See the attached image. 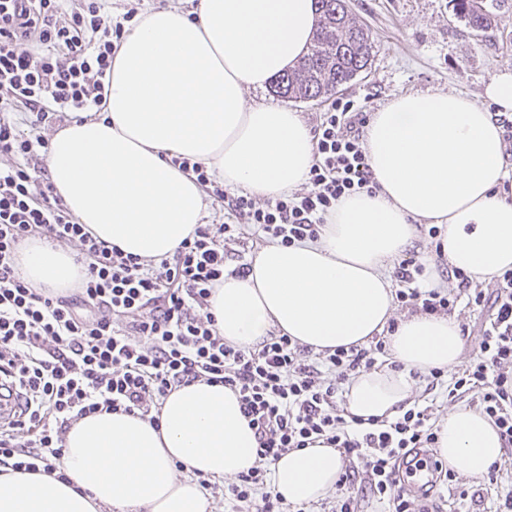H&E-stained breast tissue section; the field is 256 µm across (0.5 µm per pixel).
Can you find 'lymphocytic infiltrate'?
<instances>
[{
    "label": "lymphocytic infiltrate",
    "instance_id": "lymphocytic-infiltrate-1",
    "mask_svg": "<svg viewBox=\"0 0 512 512\" xmlns=\"http://www.w3.org/2000/svg\"><path fill=\"white\" fill-rule=\"evenodd\" d=\"M108 0H0V390L24 394L18 417L0 426V468L64 478V436L100 412L155 423L166 397L198 381L238 395L257 443L255 466L224 495L244 512H289L274 493L271 467L292 450L338 449L346 465L330 512H362L365 496L388 512H440L432 488L406 493L404 469L429 465L453 477L431 450L430 407L412 404L390 420L351 415L343 393L387 357V342L313 351L287 334L245 349L224 340L209 310L225 277L243 279L247 236L284 246L317 241L340 198L376 194L364 146L368 114L339 99L312 130L314 160L302 189L256 202L228 193L206 166L172 163L193 175L229 221L198 225L172 256L155 261L124 253L77 223L51 183L44 129L79 118L104 98V80L124 34ZM424 245L393 263L395 299L412 314L450 316L459 301L487 312L470 364L432 370L448 398L467 397L512 450V270L478 280L447 266L438 226L419 225ZM40 238L74 246L84 266L74 288L53 294L20 276L22 245ZM434 254L444 285L419 281Z\"/></svg>",
    "mask_w": 512,
    "mask_h": 512
}]
</instances>
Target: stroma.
I'll return each instance as SVG.
<instances>
[{
    "label": "stroma",
    "mask_w": 512,
    "mask_h": 512,
    "mask_svg": "<svg viewBox=\"0 0 512 512\" xmlns=\"http://www.w3.org/2000/svg\"><path fill=\"white\" fill-rule=\"evenodd\" d=\"M496 24L477 35L454 0H349L353 16L373 32L372 65L342 97L378 110L396 96L454 90L483 102L499 70L512 69V0H487Z\"/></svg>",
    "instance_id": "1"
}]
</instances>
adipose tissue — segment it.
I'll return each instance as SVG.
<instances>
[{
	"mask_svg": "<svg viewBox=\"0 0 512 512\" xmlns=\"http://www.w3.org/2000/svg\"><path fill=\"white\" fill-rule=\"evenodd\" d=\"M191 3L141 16L115 54L103 109L60 129L47 158L76 222L147 259L172 255L203 219L202 189L172 157L263 199L303 184L313 161L300 114L246 102L244 91L264 89L303 56L314 0ZM484 96L481 106L452 90L408 93L373 112L365 149L379 191L341 198L320 240L267 244L246 279L225 278L210 299L220 334L252 348L278 330L317 352L387 334L400 370L366 372L345 387L348 411L365 419H391L412 404L411 371L459 365L455 319L417 314L391 324L384 269L420 223L443 226L450 267L480 280L512 269V201L497 191L512 172L495 119L512 112V71L494 74ZM18 264L27 283L56 292L81 270L69 251L40 240ZM437 450L478 479L503 444L485 415L457 407L440 421ZM255 464L237 394L201 381L170 393L155 425L105 412L74 423L65 479L0 472V512H211L197 476L230 479ZM342 465L337 449L302 448L279 458L272 484L285 503L309 505L334 488Z\"/></svg>",
	"mask_w": 512,
	"mask_h": 512,
	"instance_id": "1",
	"label": "adipose tissue"
}]
</instances>
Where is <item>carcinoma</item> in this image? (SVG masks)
Masks as SVG:
<instances>
[{
	"instance_id": "obj_1",
	"label": "carcinoma",
	"mask_w": 512,
	"mask_h": 512,
	"mask_svg": "<svg viewBox=\"0 0 512 512\" xmlns=\"http://www.w3.org/2000/svg\"><path fill=\"white\" fill-rule=\"evenodd\" d=\"M316 23L306 55L271 85L273 95L308 102L332 96L368 69L374 57L372 32L349 13L346 0H314ZM458 14L480 34L493 27L486 0H456Z\"/></svg>"
}]
</instances>
